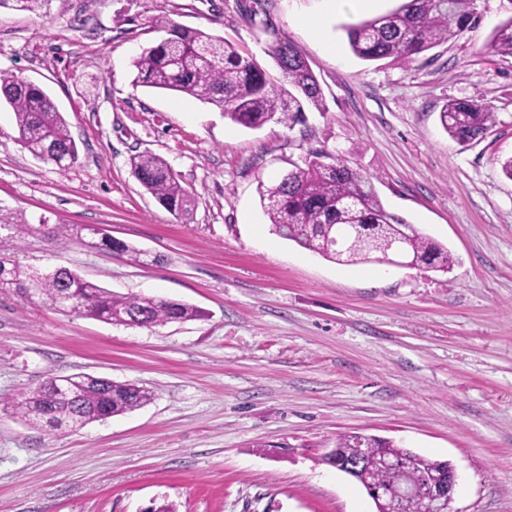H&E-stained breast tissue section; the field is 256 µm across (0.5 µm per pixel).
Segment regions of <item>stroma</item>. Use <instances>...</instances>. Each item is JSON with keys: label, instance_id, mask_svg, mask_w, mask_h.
Here are the masks:
<instances>
[{"label": "stroma", "instance_id": "stroma-1", "mask_svg": "<svg viewBox=\"0 0 512 512\" xmlns=\"http://www.w3.org/2000/svg\"><path fill=\"white\" fill-rule=\"evenodd\" d=\"M398 0H46L0 8V70L41 86L78 147L68 170L32 156L0 104V205L99 228L140 256L18 237L25 263L66 267L118 295L182 300L200 319L105 323L0 289V512H376L324 457L339 436L385 438L457 474L451 512H512V56L487 52L512 0L403 63L364 61L344 25ZM223 37L268 73L271 40L316 74L326 111L251 130L194 97L133 86L151 21ZM480 98L495 122L464 148L439 123ZM369 174L386 208L448 248L449 271L341 265L276 235L261 184L309 151ZM163 156L194 200L167 211L130 172ZM150 389L135 411L30 427L12 400L47 376Z\"/></svg>", "mask_w": 512, "mask_h": 512}]
</instances>
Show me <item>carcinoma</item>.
I'll use <instances>...</instances> for the list:
<instances>
[{
    "mask_svg": "<svg viewBox=\"0 0 512 512\" xmlns=\"http://www.w3.org/2000/svg\"><path fill=\"white\" fill-rule=\"evenodd\" d=\"M477 0H402L395 9L343 27L352 52L367 61L408 62L478 23ZM166 33L133 58L136 86L184 93L224 112L245 128L269 122L293 127L305 112L326 111L319 81L294 47L278 41L269 54L280 76L269 75L253 59L224 38L202 29L157 19ZM493 53L512 56V18L498 25L488 44ZM0 92L15 115L17 141L33 156L61 152V170L78 160L68 123L47 93L20 74L0 70ZM448 136L467 146L484 137L494 122L491 107L480 100H451L439 112ZM131 173L147 193L176 215L185 216L191 196L167 161L152 152L131 158ZM260 199L272 230L280 237L338 264L378 263L383 250L374 244L395 237L409 261L418 267L448 270L454 262L447 248L433 242L415 225L389 211L371 178L324 151H311L288 178L260 184ZM30 225L26 213L0 206V288H14L30 301L56 306L66 293L75 295L82 314L117 324L138 326L198 319L196 306L168 298L116 295L78 273L59 267L40 271L15 255L20 228ZM38 231L53 241L72 239L68 224H46ZM90 246L138 254L127 243L105 236ZM152 394L133 383L93 376H48L34 390L14 399L15 413L29 424L70 428L122 415L146 405ZM344 457L361 455L366 473L361 484L378 489L416 486L451 464L431 460L393 442L371 435H346L336 441ZM392 466L385 468L382 460Z\"/></svg>",
    "mask_w": 512,
    "mask_h": 512,
    "instance_id": "1",
    "label": "carcinoma"
}]
</instances>
